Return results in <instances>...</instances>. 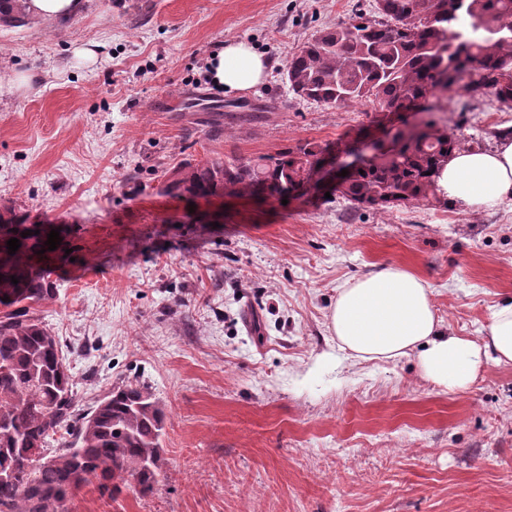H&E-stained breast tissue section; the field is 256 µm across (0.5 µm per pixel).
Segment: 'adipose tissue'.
I'll list each match as a JSON object with an SVG mask.
<instances>
[{
  "label": "adipose tissue",
  "instance_id": "obj_1",
  "mask_svg": "<svg viewBox=\"0 0 512 512\" xmlns=\"http://www.w3.org/2000/svg\"><path fill=\"white\" fill-rule=\"evenodd\" d=\"M214 83L242 92L263 83L271 62L248 42L226 40L212 53ZM438 184L465 210L512 202V139L494 149H463L442 169ZM329 328L340 349L362 360L417 355L428 379L451 392L466 390L488 363L512 365V299L491 314L486 336L473 340L441 328L428 284L400 266H387L339 288Z\"/></svg>",
  "mask_w": 512,
  "mask_h": 512
}]
</instances>
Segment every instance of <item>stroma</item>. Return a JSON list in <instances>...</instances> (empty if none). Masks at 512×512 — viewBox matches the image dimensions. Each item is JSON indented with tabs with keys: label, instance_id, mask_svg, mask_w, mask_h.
I'll list each match as a JSON object with an SVG mask.
<instances>
[{
	"label": "stroma",
	"instance_id": "obj_1",
	"mask_svg": "<svg viewBox=\"0 0 512 512\" xmlns=\"http://www.w3.org/2000/svg\"><path fill=\"white\" fill-rule=\"evenodd\" d=\"M356 7L87 0L62 24L0 26V77L31 78L0 98V213L59 226L72 252L36 313L77 409L136 378L165 412L154 493L112 500L87 486L71 512H512V366L487 365L450 393L415 356L353 359L328 327L344 283L399 265L430 285L444 328L485 335L512 297V206L384 212L320 194L283 205L163 190L179 166L375 135L378 104L305 101L283 76L301 44ZM231 38L273 65L236 94L199 82ZM93 43L95 61H78ZM192 90L202 106L185 104ZM446 117L486 150L512 127L491 101Z\"/></svg>",
	"mask_w": 512,
	"mask_h": 512
}]
</instances>
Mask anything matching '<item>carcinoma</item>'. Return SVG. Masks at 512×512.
<instances>
[{
  "instance_id": "cac0c4a2",
  "label": "carcinoma",
  "mask_w": 512,
  "mask_h": 512,
  "mask_svg": "<svg viewBox=\"0 0 512 512\" xmlns=\"http://www.w3.org/2000/svg\"><path fill=\"white\" fill-rule=\"evenodd\" d=\"M463 11L478 40L455 37ZM0 22H28L24 0H0ZM284 77L294 95L317 103L372 100L392 115L443 111L458 89L468 112L486 96L512 110V0H373L346 22L317 33L288 58ZM397 148L381 153L336 184L342 199L376 210L441 203L438 178L455 152L467 147L446 124L430 118L413 132L395 131ZM328 147L308 142L246 161L207 162L172 170L164 191L190 198L306 195ZM38 230L27 237L22 233ZM49 224H22L0 214V512H70L83 488L117 500L129 483L146 495L163 465L164 411L151 386L131 380L112 387L85 414L75 413V379L61 347L32 307L55 296L58 260L45 245ZM20 240L10 254L7 241ZM18 283H11V278ZM8 301H2V298ZM54 465L32 468V454Z\"/></svg>"
}]
</instances>
